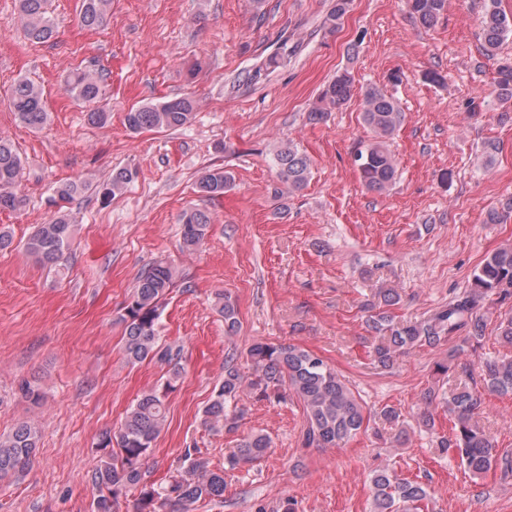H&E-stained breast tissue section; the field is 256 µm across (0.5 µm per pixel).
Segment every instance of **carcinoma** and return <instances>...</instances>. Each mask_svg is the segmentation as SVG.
Here are the masks:
<instances>
[{"label":"carcinoma","instance_id":"obj_1","mask_svg":"<svg viewBox=\"0 0 512 512\" xmlns=\"http://www.w3.org/2000/svg\"><path fill=\"white\" fill-rule=\"evenodd\" d=\"M111 0H80L79 21L88 29L99 28L107 15ZM447 0H407L411 15L424 28L434 27L446 11ZM349 0H336L323 26L331 32L348 10ZM18 18L29 40L45 43L56 32L48 11V0H18ZM484 48L489 56L497 55L502 42L512 34V15L503 12L499 0H484L481 18ZM103 75L78 72L65 86L66 93L95 107L87 113L91 125L103 126L111 112L101 101ZM354 76L345 68L321 91L317 103L308 112L311 123L322 121L326 113L339 109L351 99ZM494 97L502 105L512 102V59L498 61L494 80ZM11 104L17 119L32 129L41 128L47 112L41 88L21 79L12 91ZM196 102L182 95L150 103L125 113L126 127L133 133L154 129H176L191 122ZM362 119L373 134L372 141L357 152L355 162L362 184L369 190L384 192L396 175L397 160L387 140L404 121L393 97L378 87L364 91ZM280 181L288 192L303 189L311 175V161L297 144L281 145L274 155ZM130 169H119L103 188V196L121 192L134 178ZM24 176L21 156L6 139L0 137V209L15 210L24 204L17 193ZM231 176L222 168L203 173L197 188L204 196L215 199L224 195ZM83 179H72L56 185L51 201L56 208L54 219L38 225L26 242V250L45 265L55 264L73 241L75 219L70 204L87 189ZM210 224L209 215L200 209L183 213L181 238L188 251L204 242ZM176 269L165 261H157L138 275L130 300L125 306L123 352L128 362L156 360L170 366L169 375L159 389L145 392L130 406L118 430L105 433L100 447L111 452L91 475L94 490L93 512H114L120 498L137 492L134 512H195L196 505L206 499L224 496L226 473L241 464L264 457L271 439L261 432H248L238 448L224 459V468L214 470L198 449H186L182 462L165 486L145 481L143 466L153 443L166 422V397L176 388L180 378L178 361L181 348L159 343L160 302L174 286ZM494 296L504 304L512 299V245L499 247L486 255L474 270L468 288L455 293L448 305L431 317L416 322H400L389 308L399 302V294L383 291L379 309L369 316L367 327L378 335L372 347L374 362L383 368L393 367L399 358L412 350L436 347L443 342L455 343V349L476 350L483 347L491 312L485 308L487 298ZM215 306L224 317V333L234 336L239 330L238 309L230 297L217 294ZM496 339L504 347H512V308L496 316ZM251 373L245 375L234 355L224 362V379L212 400L203 408L201 423L210 430L238 429L237 404L244 391L260 400L281 401L295 396L304 408L303 446L306 448L339 447L357 436L369 420V413L354 392L322 356L294 344L252 343L248 351ZM467 381L450 392L430 387L425 405L443 403L453 416V435L435 434L438 456L453 454L472 475L481 477L499 473L502 480L512 477V452L500 449L480 426L477 416L488 396H512V355L487 359L479 370L461 367ZM379 418L403 432L404 415L393 406H384ZM39 431L34 423L22 421L7 435L0 436V478L30 467L36 455ZM370 512H429L432 494L428 486L417 480L400 477L385 465L369 479Z\"/></svg>","mask_w":512,"mask_h":512}]
</instances>
